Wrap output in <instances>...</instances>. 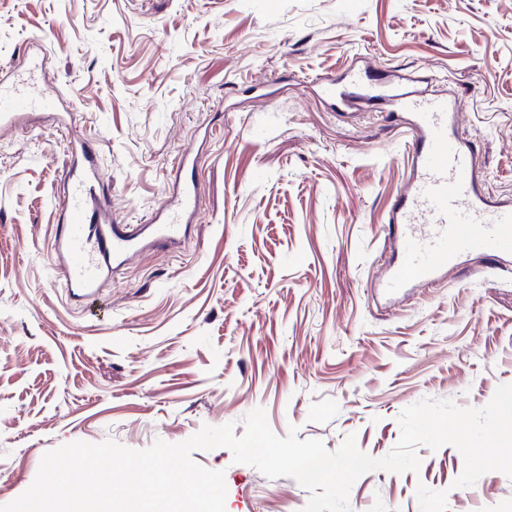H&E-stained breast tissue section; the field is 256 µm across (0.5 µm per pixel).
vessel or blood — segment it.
Here are the masks:
<instances>
[{
  "mask_svg": "<svg viewBox=\"0 0 512 512\" xmlns=\"http://www.w3.org/2000/svg\"><path fill=\"white\" fill-rule=\"evenodd\" d=\"M53 105V98L35 82L0 83V124L14 122L20 112ZM389 106L391 115L404 119L408 130L411 172L389 214L397 259L383 288L396 292L434 281L448 266L462 264L473 254L490 259L512 255V203L493 199L480 187L475 151L455 133L458 100L404 91L392 95ZM194 165L188 151L174 161L177 195L171 216L118 224L100 208L102 173L91 151L74 141L72 192L53 244L56 265L71 295H91L111 279L115 268L144 248L180 245L183 225L192 223L197 213Z\"/></svg>",
  "mask_w": 512,
  "mask_h": 512,
  "instance_id": "vessel-or-blood-1",
  "label": "vessel or blood"
}]
</instances>
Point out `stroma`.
Masks as SVG:
<instances>
[{"mask_svg": "<svg viewBox=\"0 0 512 512\" xmlns=\"http://www.w3.org/2000/svg\"><path fill=\"white\" fill-rule=\"evenodd\" d=\"M41 62L99 158L111 214L166 198L182 146L203 202L179 252L142 251L90 300L53 263L71 150L56 113L0 126V505L61 445L180 443L260 408L272 431L348 435L380 458L424 398L486 406L512 384V258L472 256L386 299L406 135L381 102L339 116L315 80L401 70L462 101L480 177L512 201V0H0V76ZM359 478L349 512H512V478L454 487L460 452ZM225 512H302L311 493L196 451Z\"/></svg>", "mask_w": 512, "mask_h": 512, "instance_id": "1", "label": "stroma"}]
</instances>
